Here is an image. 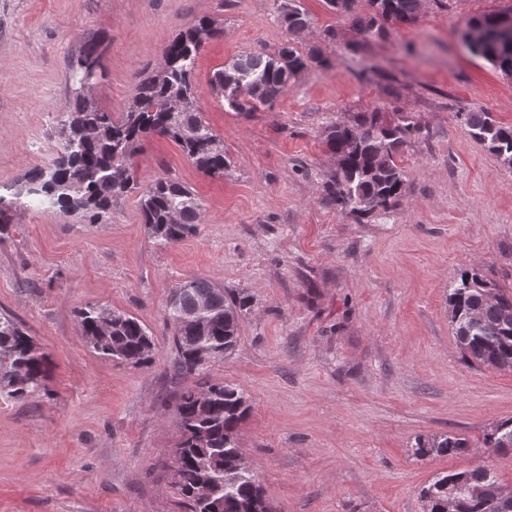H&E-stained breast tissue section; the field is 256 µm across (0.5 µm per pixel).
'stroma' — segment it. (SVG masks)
<instances>
[{
    "mask_svg": "<svg viewBox=\"0 0 512 512\" xmlns=\"http://www.w3.org/2000/svg\"><path fill=\"white\" fill-rule=\"evenodd\" d=\"M290 0H0V196L57 146L56 123L81 40H106L98 105L124 111L162 49L200 17L223 26L204 42L194 81L205 120L224 140V178L198 171L172 140H146L140 180L167 174L203 213L195 235L163 247L137 197L99 217L33 208L0 214V315L15 317L48 357L45 390L0 401V512H184L162 457L185 382L174 375L165 309L174 286L207 276L233 297L238 342L204 365L200 381L239 387L251 409L238 443L271 512H423L418 492L442 472L493 468L512 488V453L484 445L512 418V372L463 357L448 320V284L476 268L512 292V168L467 133L479 109L512 125V79L471 54V18L512 0H424L413 24L363 41L353 17L325 0H297L309 32L294 40L327 63L292 80L256 112L211 91L234 57L289 40ZM378 107L422 131L402 156L399 204L356 218L323 202L333 170L325 130ZM96 303L149 328L147 365L87 347L76 312ZM452 433L468 452L419 460L417 436Z\"/></svg>",
    "mask_w": 512,
    "mask_h": 512,
    "instance_id": "1",
    "label": "stroma"
}]
</instances>
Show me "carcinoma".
Wrapping results in <instances>:
<instances>
[{"instance_id":"carcinoma-1","label":"carcinoma","mask_w":512,"mask_h":512,"mask_svg":"<svg viewBox=\"0 0 512 512\" xmlns=\"http://www.w3.org/2000/svg\"><path fill=\"white\" fill-rule=\"evenodd\" d=\"M371 12L357 20L363 33L385 32L388 23L418 19L422 0H367ZM289 32L309 25L307 13L288 5L282 13ZM224 35L209 17L174 37L163 49L164 64L149 71L136 93L115 117L85 93L89 72L105 78L104 40L90 38L72 53L68 69L72 84L67 110L61 113L55 153L32 170L14 193L17 207L84 210L94 216L110 207L112 197L138 193L148 234L163 247L180 243L198 230L202 204L179 180L157 176L138 181L132 159L150 136L178 144L192 165L210 177H222L231 167L222 138L196 106L194 69L204 40ZM472 51L498 68L512 69V41L501 36L471 46ZM324 63L316 52L302 55L286 42L273 53L249 52L233 59L211 78L213 92L235 112H256L283 96L290 80L310 64ZM183 100L186 109L172 114L159 105ZM469 136L501 158L512 157V126L485 111L467 112ZM193 136L185 135V130ZM420 131L406 113L389 115L376 108L355 112L349 122L332 124L324 141L338 157V167L324 184L323 200L358 218L387 214L400 201L407 171L401 153ZM374 206L364 205V201ZM173 292L178 301L166 306L173 327V368L187 379L212 359L226 356L238 341V311L244 300L224 296V288L206 277H189ZM449 322L457 345L472 363L512 371V294L485 279L477 269L461 270L448 285ZM76 318L86 345L98 355L127 364L148 362L153 348L148 327L126 313L87 304ZM46 356L12 318L0 317V397L25 402L43 389ZM205 388L210 397L198 396ZM250 410L245 393L234 386L197 383L185 388L174 406L179 429L176 448L182 471L176 482L186 512H270L254 469L238 445V428ZM484 445L495 453L512 451V418L494 423ZM418 458L457 455L469 450L468 441L454 434L420 436L412 446ZM499 483L486 466L436 476L420 490L424 512H447L448 486H490Z\"/></svg>"}]
</instances>
